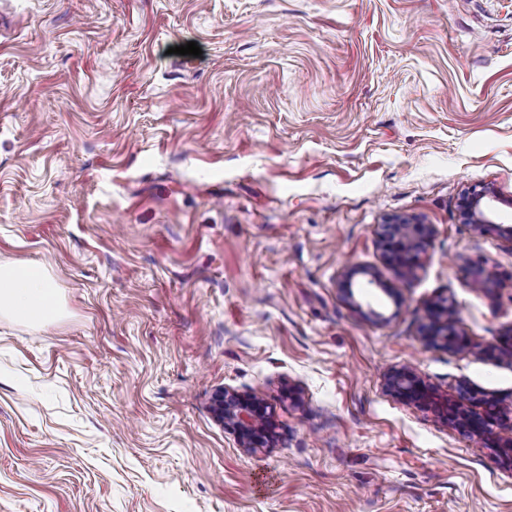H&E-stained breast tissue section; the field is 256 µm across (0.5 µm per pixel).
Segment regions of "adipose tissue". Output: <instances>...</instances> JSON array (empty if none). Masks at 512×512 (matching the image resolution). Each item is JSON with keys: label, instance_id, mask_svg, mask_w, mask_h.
I'll use <instances>...</instances> for the list:
<instances>
[{"label": "adipose tissue", "instance_id": "ef3b65f1", "mask_svg": "<svg viewBox=\"0 0 512 512\" xmlns=\"http://www.w3.org/2000/svg\"><path fill=\"white\" fill-rule=\"evenodd\" d=\"M0 311L29 325L54 323L60 308L46 268L29 263L0 264Z\"/></svg>", "mask_w": 512, "mask_h": 512}]
</instances>
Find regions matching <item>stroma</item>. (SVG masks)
Instances as JSON below:
<instances>
[{"label": "stroma", "instance_id": "stroma-1", "mask_svg": "<svg viewBox=\"0 0 512 512\" xmlns=\"http://www.w3.org/2000/svg\"><path fill=\"white\" fill-rule=\"evenodd\" d=\"M397 217L433 229L410 280ZM509 226L512 0H0V262L62 306L0 313V512H512L495 449L385 386L512 405ZM490 191L485 188L472 187L465 192L461 202L462 223L471 224L476 232L484 233L491 228H497V225L489 219L485 210L482 208V201L488 197ZM0 311L29 325L54 323L60 308L46 268L29 263L0 264ZM451 312L448 306L434 304L429 311L430 324L424 336L425 341L432 347L452 348L456 346L460 339L448 329V318ZM386 385L390 393L406 400L428 402L431 398L423 381L408 367L390 371ZM210 408L216 420L236 432L242 448H264L274 443L275 423L266 404L257 397L224 387L214 392Z\"/></svg>", "mask_w": 512, "mask_h": 512}]
</instances>
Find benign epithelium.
Masks as SVG:
<instances>
[{
    "mask_svg": "<svg viewBox=\"0 0 512 512\" xmlns=\"http://www.w3.org/2000/svg\"><path fill=\"white\" fill-rule=\"evenodd\" d=\"M490 191L485 188L472 187L465 192L461 202L462 223L469 224L477 232L484 233L497 227L482 208V201ZM432 229L428 224H410L400 221L393 225L392 232L380 237V247L386 260L396 263L404 260L410 272L419 267L420 255ZM368 277V283L376 284L391 298H398V289L387 288L377 274L365 269H351L344 274L342 288L349 299H354L353 281L356 276ZM451 312L447 306L434 304L429 311L430 324L425 334V341L432 347L452 348L460 339L448 329ZM387 389L393 395L415 401H430V394L414 370L404 367L390 371L386 376ZM479 403L484 406V415H478L469 407ZM211 411L216 420L232 428L246 449L269 447L276 436L275 423L266 404L257 397L241 393L233 388L224 387L216 390L211 397ZM502 412L498 400L477 397L466 385H461L454 399L448 400V417L462 431L482 439L486 444L499 450L501 455L512 463V433L504 435L493 429L497 416Z\"/></svg>",
    "mask_w": 512,
    "mask_h": 512,
    "instance_id": "7a95c632",
    "label": "benign epithelium"
}]
</instances>
